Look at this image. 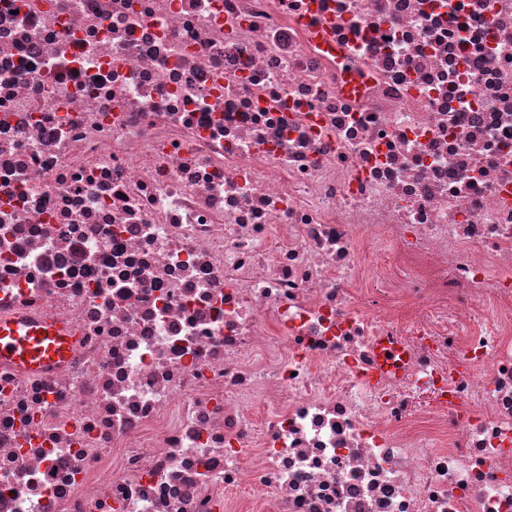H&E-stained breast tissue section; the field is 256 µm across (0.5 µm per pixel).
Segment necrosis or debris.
Masks as SVG:
<instances>
[{
    "label": "necrosis or debris",
    "mask_w": 512,
    "mask_h": 512,
    "mask_svg": "<svg viewBox=\"0 0 512 512\" xmlns=\"http://www.w3.org/2000/svg\"><path fill=\"white\" fill-rule=\"evenodd\" d=\"M22 313L0 512H512V0H0ZM72 328L51 320L17 316L0 321V362L26 373H42L60 363L73 345Z\"/></svg>",
    "instance_id": "4bbe7bcc"
}]
</instances>
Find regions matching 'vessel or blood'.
I'll use <instances>...</instances> for the list:
<instances>
[{
  "mask_svg": "<svg viewBox=\"0 0 512 512\" xmlns=\"http://www.w3.org/2000/svg\"><path fill=\"white\" fill-rule=\"evenodd\" d=\"M72 328L51 320L18 316L0 321V362L27 373H42L60 363L74 342Z\"/></svg>",
  "mask_w": 512,
  "mask_h": 512,
  "instance_id": "1",
  "label": "vessel or blood"
}]
</instances>
